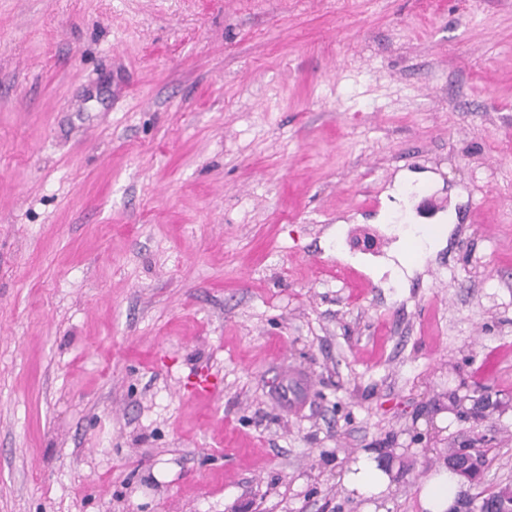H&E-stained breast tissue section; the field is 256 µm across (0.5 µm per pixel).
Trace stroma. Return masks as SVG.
I'll use <instances>...</instances> for the list:
<instances>
[{
  "label": "stroma",
  "mask_w": 512,
  "mask_h": 512,
  "mask_svg": "<svg viewBox=\"0 0 512 512\" xmlns=\"http://www.w3.org/2000/svg\"><path fill=\"white\" fill-rule=\"evenodd\" d=\"M400 178L456 222L395 279ZM478 437L512 483V0H0V512H362V451L421 512Z\"/></svg>",
  "instance_id": "stroma-1"
}]
</instances>
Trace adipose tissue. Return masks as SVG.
<instances>
[{
  "mask_svg": "<svg viewBox=\"0 0 512 512\" xmlns=\"http://www.w3.org/2000/svg\"><path fill=\"white\" fill-rule=\"evenodd\" d=\"M396 474V467L384 462L378 452L367 451L343 471L339 481L345 494L365 501V512H390ZM461 483L447 464L435 465L417 488L423 512H451Z\"/></svg>",
  "mask_w": 512,
  "mask_h": 512,
  "instance_id": "ef3b65f1",
  "label": "adipose tissue"
}]
</instances>
